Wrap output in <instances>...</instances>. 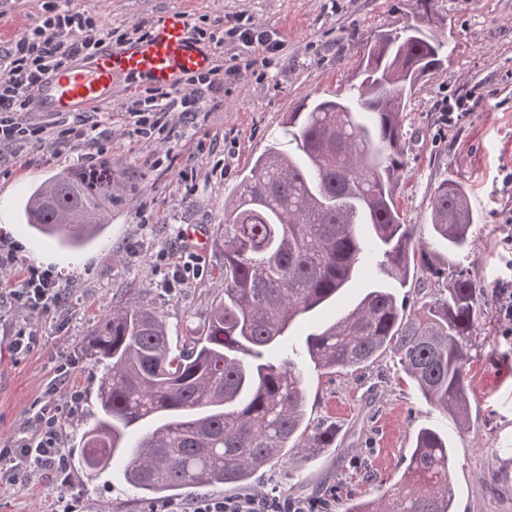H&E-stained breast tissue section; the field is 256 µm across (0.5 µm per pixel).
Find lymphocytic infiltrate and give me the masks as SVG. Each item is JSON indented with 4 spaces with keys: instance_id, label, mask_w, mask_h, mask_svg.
I'll return each instance as SVG.
<instances>
[{
    "instance_id": "1",
    "label": "lymphocytic infiltrate",
    "mask_w": 512,
    "mask_h": 512,
    "mask_svg": "<svg viewBox=\"0 0 512 512\" xmlns=\"http://www.w3.org/2000/svg\"><path fill=\"white\" fill-rule=\"evenodd\" d=\"M148 31L145 22L114 27L72 8L70 0H45L40 24L22 31L10 47L0 50V152L22 142L47 150L67 142H98L102 135L99 122L82 114L57 120L51 127L33 121L30 96L50 73L74 59ZM223 87L224 68L217 64L188 76L178 89H147L127 106V126L142 137L169 135L173 122H191L204 99ZM4 296L29 314L44 315L60 306L63 290L51 271L31 268L0 286V298ZM59 436V420L50 407L34 413L29 433L0 448V491L47 472L54 473L60 484H68V459ZM151 512H333V508L326 498L305 502L265 492L224 498L204 495L158 505Z\"/></svg>"
}]
</instances>
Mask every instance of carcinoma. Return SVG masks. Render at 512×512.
Masks as SVG:
<instances>
[{
	"instance_id": "obj_1",
	"label": "carcinoma",
	"mask_w": 512,
	"mask_h": 512,
	"mask_svg": "<svg viewBox=\"0 0 512 512\" xmlns=\"http://www.w3.org/2000/svg\"><path fill=\"white\" fill-rule=\"evenodd\" d=\"M365 44L356 94L304 100L224 208L214 239L224 298L204 334L175 351L164 313L131 293L96 324L86 346L103 373L94 419L77 462L88 476L129 453L126 482L148 501L191 485L248 488L285 458L307 461L336 447V428L305 423L301 373L270 354L302 316L337 300L361 268L379 266L405 287L431 288L407 313L391 287L374 285L343 317L305 339L319 370L353 371L390 352L423 396L469 426L467 366L487 316L469 256L476 217L452 178L430 199L431 230L448 257L406 224L395 197L408 91L444 67L447 41L419 25ZM112 161L59 172L22 205L25 223L77 248L112 221ZM145 425L135 443L128 439ZM448 440L418 430L409 465L387 501L356 500L344 512H451Z\"/></svg>"
}]
</instances>
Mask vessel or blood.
<instances>
[{
	"label": "vessel or blood",
	"instance_id": "1",
	"mask_svg": "<svg viewBox=\"0 0 512 512\" xmlns=\"http://www.w3.org/2000/svg\"><path fill=\"white\" fill-rule=\"evenodd\" d=\"M213 64L212 51L192 36L187 12L174 8L161 15L147 37L104 46L86 64L53 73L34 93L32 107L46 115L81 112L111 102L121 81L175 89L186 75Z\"/></svg>",
	"mask_w": 512,
	"mask_h": 512
}]
</instances>
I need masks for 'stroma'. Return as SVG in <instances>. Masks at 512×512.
<instances>
[{"instance_id": "stroma-1", "label": "stroma", "mask_w": 512, "mask_h": 512, "mask_svg": "<svg viewBox=\"0 0 512 512\" xmlns=\"http://www.w3.org/2000/svg\"><path fill=\"white\" fill-rule=\"evenodd\" d=\"M73 8L96 14L112 26L156 21L165 10L182 8L191 22L222 34L237 18H248L285 44L279 60L244 54L225 40L216 53L229 73L224 91L203 104L194 121L179 125L168 145L128 132L121 103L144 93L146 83L121 82L110 105L97 109L111 129L96 146L68 144L51 154L31 145L14 147L0 164V253L12 255L13 273L51 269L70 297L65 306L33 317L0 308V445L8 444L44 397H51L61 424L63 448L78 447L92 420L102 369L86 351L101 315L129 290L164 312L173 340L201 335L218 288L221 254L213 243L198 246L191 233L213 235L256 157L281 139L288 112L304 99L345 97L367 37L377 31L425 23L448 40V62L413 90L404 112L406 144L396 187L405 223L431 243L430 198L447 178L467 189L477 220L475 247L464 270L485 290L486 319L480 324L469 365L470 429L430 405L384 356L352 373L326 374L304 354L308 334L352 308L380 271L363 269L352 288L316 314L303 316L289 344L304 376L306 419L336 427L337 446L302 464L269 470L259 491L295 499L332 492L341 512L352 499H374L398 484L415 433L434 427L453 448L452 512H512V322L499 316L498 290L512 284V0H439L423 21L417 0H71ZM476 98L455 124L442 109L451 99ZM108 158L125 190L112 207V222L96 244L71 251L37 238L24 224L20 205L30 189L66 168L87 165L89 156ZM184 281L171 285L174 270ZM31 332L35 344L13 353L12 336ZM67 367L68 379L57 376ZM78 402H71V394ZM116 460L94 480L72 471L68 486L51 476L0 492V512H58L60 502L82 512H150L124 480Z\"/></svg>"}]
</instances>
